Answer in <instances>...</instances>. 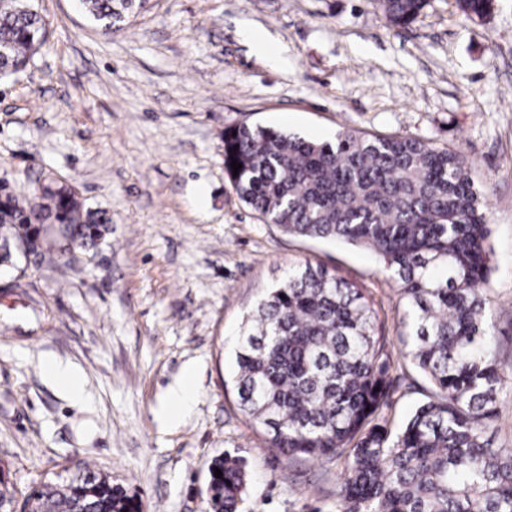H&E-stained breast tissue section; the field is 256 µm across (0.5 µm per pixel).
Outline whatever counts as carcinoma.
<instances>
[{
    "label": "carcinoma",
    "mask_w": 512,
    "mask_h": 512,
    "mask_svg": "<svg viewBox=\"0 0 512 512\" xmlns=\"http://www.w3.org/2000/svg\"><path fill=\"white\" fill-rule=\"evenodd\" d=\"M146 0H80L89 20L119 31ZM393 24L429 0H380ZM47 39L38 0H0V80ZM242 164L233 175L232 160ZM224 169L242 202L293 236L370 250L403 304V356L437 389L396 432L374 422L392 357L362 289L309 261L288 270L243 316L232 376L239 408L287 457L344 459L336 512H512V450L491 447L502 382L496 313L487 295L490 227L471 168L457 152L412 137L344 129L331 141L260 125L224 132ZM73 185L43 172L28 196L0 184V265L27 242L39 266L76 264L49 246L58 229L88 252L110 230ZM209 512H239L245 460L212 461ZM32 512H138L105 474L48 479Z\"/></svg>",
    "instance_id": "carcinoma-1"
}]
</instances>
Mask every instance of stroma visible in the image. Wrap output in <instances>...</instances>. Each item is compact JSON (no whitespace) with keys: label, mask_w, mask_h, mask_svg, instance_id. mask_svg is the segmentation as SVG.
<instances>
[{"label":"stroma","mask_w":512,"mask_h":512,"mask_svg":"<svg viewBox=\"0 0 512 512\" xmlns=\"http://www.w3.org/2000/svg\"><path fill=\"white\" fill-rule=\"evenodd\" d=\"M48 39L0 80V181L73 182L112 232L77 270L28 266L0 292V468L16 498L63 470L111 476L141 512H208V467L250 477L241 512H336L339 462L269 448L239 409L233 349L261 290L310 260L363 288L392 353L376 420L397 430L433 394L402 355L403 305L369 250L264 223L224 170V132L262 125L321 141L345 128L430 141L470 164L492 233L488 296L503 385L491 433L512 448V0L468 16L430 0L390 24L377 0H149L124 30L77 0H40ZM268 35L281 61L246 32ZM68 365L73 398L47 366ZM195 400L169 420L184 373Z\"/></svg>","instance_id":"35a3bbf8"}]
</instances>
